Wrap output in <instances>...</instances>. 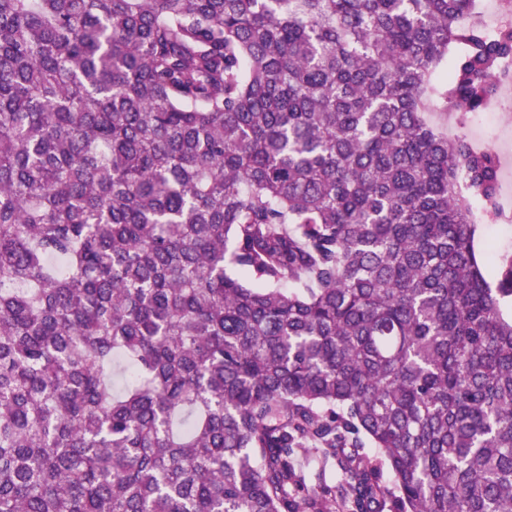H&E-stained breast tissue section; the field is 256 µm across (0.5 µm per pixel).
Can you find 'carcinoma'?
<instances>
[{"mask_svg": "<svg viewBox=\"0 0 512 512\" xmlns=\"http://www.w3.org/2000/svg\"><path fill=\"white\" fill-rule=\"evenodd\" d=\"M473 7L0 0V512H512Z\"/></svg>", "mask_w": 512, "mask_h": 512, "instance_id": "cac0c4a2", "label": "carcinoma"}]
</instances>
